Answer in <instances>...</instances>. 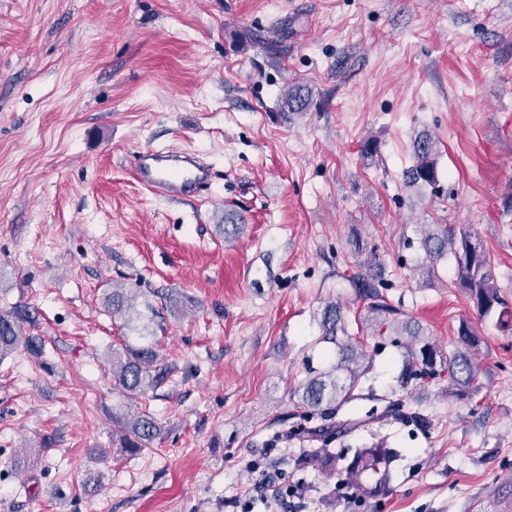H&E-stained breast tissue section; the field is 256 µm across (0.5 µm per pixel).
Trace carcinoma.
<instances>
[{"label": "carcinoma", "instance_id": "carcinoma-1", "mask_svg": "<svg viewBox=\"0 0 512 512\" xmlns=\"http://www.w3.org/2000/svg\"><path fill=\"white\" fill-rule=\"evenodd\" d=\"M309 94L298 86L288 93V110L301 113L308 107ZM437 142L427 136H419L413 142V164L405 172V181L410 186H429L439 189L437 170ZM421 246L429 264L424 272H435V263L452 255L456 261V273L460 285L466 288L481 315L490 314L501 305L494 279L492 263L479 243L466 231H458L446 224L435 225V230L421 237ZM378 274L375 265L362 266V272L355 279V287L366 301L367 315L364 327L372 329L374 336H390L392 343L404 349L405 364L400 376V386L406 387L418 374L441 375L448 372V387L453 392H465L478 385L481 368L472 351L478 338L471 328L463 324L457 331L455 347L443 353L430 342L426 333L416 322L403 318L402 311L389 303L379 293ZM137 293L133 289L114 288L108 294L107 305L112 313L129 317L135 308ZM21 316L17 313L0 314V357L23 347L35 353L37 349L30 338L23 335L18 324ZM322 333L319 342L334 346L335 359L330 365L302 381L294 391L296 403L308 412H319L326 417L338 414L344 407L359 399L356 390L368 374L375 352L348 333L345 316L337 304L325 305L320 321ZM409 336L411 341L403 342L401 337ZM158 353L151 345L129 346L121 352L112 351V379L129 399L135 400L150 390L164 385L170 377V369L157 364ZM361 421L356 417L341 420L336 430L330 433L322 428L301 426L291 436L309 438L322 442V447L312 453L313 461L321 471L329 474H345L349 485L363 497H376L387 490L386 483L365 487L362 475L367 471H389V465L397 452L382 440L370 445L355 447L352 458L325 450V446L337 440L339 443L350 437ZM157 425L147 416L140 415L123 426L125 448L132 454L143 450V445L156 435Z\"/></svg>", "mask_w": 512, "mask_h": 512}]
</instances>
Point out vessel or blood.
Instances as JSON below:
<instances>
[{
  "label": "vessel or blood",
  "instance_id": "obj_1",
  "mask_svg": "<svg viewBox=\"0 0 512 512\" xmlns=\"http://www.w3.org/2000/svg\"><path fill=\"white\" fill-rule=\"evenodd\" d=\"M133 176L153 196L179 201L208 189L213 171L191 153L148 148L138 152Z\"/></svg>",
  "mask_w": 512,
  "mask_h": 512
}]
</instances>
